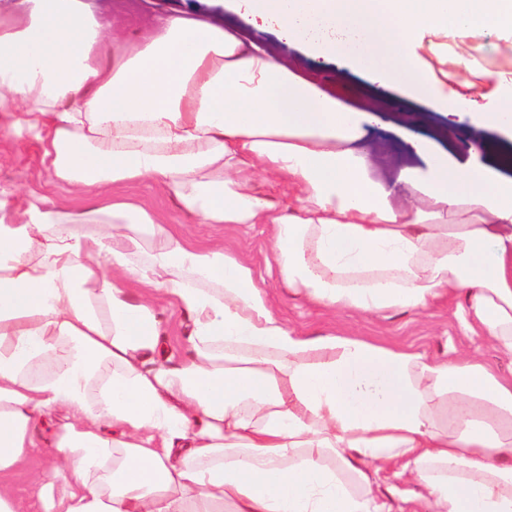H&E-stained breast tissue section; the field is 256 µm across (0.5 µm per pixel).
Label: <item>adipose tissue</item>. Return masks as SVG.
<instances>
[{"mask_svg":"<svg viewBox=\"0 0 512 512\" xmlns=\"http://www.w3.org/2000/svg\"><path fill=\"white\" fill-rule=\"evenodd\" d=\"M227 7L245 28L177 17L102 68L107 24L89 0H15L0 12V112L35 138L50 183L99 197L153 179L203 223L270 225L285 283L311 302L377 314L460 298L463 329L512 356V177L444 132L375 175L372 107L248 33L351 56L378 85L506 131L512 80L493 107L450 96L418 50L477 31L512 47V0ZM252 161L288 205L248 191ZM159 291L191 321L177 361L157 357ZM60 415L41 512H392L372 492L392 466L428 512H512V379L471 356L298 334L250 265L189 247L145 208L0 188V512H22L9 481ZM53 198L61 201L73 209L85 210L91 206L97 205L101 202L88 198L86 196L78 195L72 192L68 186H56L51 188L49 193Z\"/></svg>","mask_w":512,"mask_h":512,"instance_id":"1","label":"adipose tissue"}]
</instances>
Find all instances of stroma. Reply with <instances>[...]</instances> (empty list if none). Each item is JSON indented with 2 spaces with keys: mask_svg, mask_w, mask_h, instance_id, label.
I'll return each instance as SVG.
<instances>
[{
  "mask_svg": "<svg viewBox=\"0 0 512 512\" xmlns=\"http://www.w3.org/2000/svg\"><path fill=\"white\" fill-rule=\"evenodd\" d=\"M125 14L113 30L115 37L137 41L144 15L154 21L183 15L204 16L219 24H240L238 15L228 10L225 0H150L147 10H140L141 0H126ZM265 40L296 69L315 72L328 85H339L341 92L356 96L370 88V77L352 68L345 58L330 62L312 59L301 44L278 42L272 32ZM489 36L476 33L448 42L447 85L449 91L460 90L462 81H472L471 94L481 98L487 90V73H512V49L497 53L489 50ZM390 116H382L376 125L369 152L376 164H399L405 157V143L391 128ZM47 174L39 161L37 143L28 135L9 130L8 118L0 113V187L21 193H51L52 197L74 209L94 206V199L76 194L69 187L47 188ZM116 196L158 214L164 223L184 235L197 248L224 247L246 260L255 278L276 312L289 326L304 334L336 333L356 336L376 345L426 353L428 356L475 354L508 374L512 359L504 357L482 337L464 335L457 319L456 301L444 300L424 310L362 314L334 311L308 304L292 294L277 274L268 272L266 258L271 250L267 225H241L231 229L221 224L202 223L199 216L185 211L174 192L167 186L147 179L132 188H119Z\"/></svg>",
  "mask_w": 512,
  "mask_h": 512,
  "instance_id": "35a3bbf8",
  "label": "stroma"
}]
</instances>
